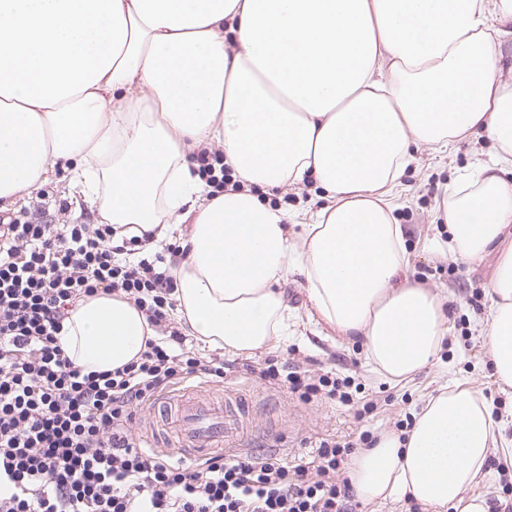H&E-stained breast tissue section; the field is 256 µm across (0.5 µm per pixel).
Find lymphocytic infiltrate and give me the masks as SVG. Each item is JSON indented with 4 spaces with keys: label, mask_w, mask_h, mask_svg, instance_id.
Returning <instances> with one entry per match:
<instances>
[{
    "label": "lymphocytic infiltrate",
    "mask_w": 512,
    "mask_h": 512,
    "mask_svg": "<svg viewBox=\"0 0 512 512\" xmlns=\"http://www.w3.org/2000/svg\"><path fill=\"white\" fill-rule=\"evenodd\" d=\"M111 224L0 225V512H353L336 473L359 442L322 440L315 465L216 454L197 467L143 448L131 424L145 399L190 374L224 379L223 359L187 347L169 323L166 253ZM123 294L162 332L139 361L87 372L57 345L73 304ZM260 376L308 399L346 402L350 379L271 364Z\"/></svg>",
    "instance_id": "lymphocytic-infiltrate-1"
}]
</instances>
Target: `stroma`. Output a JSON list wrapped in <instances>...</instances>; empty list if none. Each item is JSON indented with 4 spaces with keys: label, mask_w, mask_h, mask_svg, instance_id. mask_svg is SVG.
Masks as SVG:
<instances>
[{
    "label": "stroma",
    "mask_w": 512,
    "mask_h": 512,
    "mask_svg": "<svg viewBox=\"0 0 512 512\" xmlns=\"http://www.w3.org/2000/svg\"><path fill=\"white\" fill-rule=\"evenodd\" d=\"M495 150L485 137L462 141L445 153L421 145L415 160L401 176V206L396 212L407 236L404 247L408 256L409 279L426 288L448 291V344L441 361L398 384L374 373L367 365L359 340H343L312 316V306L301 275L289 276L282 286L288 302L290 337L286 346L274 352L246 358L225 354L229 370L223 381L189 375L185 384L200 386L230 396L245 397L258 421L247 433L249 454L276 458L288 464L311 462L321 440H358L362 432L379 435L395 429L420 410L428 395L437 393L448 382H463L474 388L501 417L512 415V388L504 390L487 363V346L481 327L489 316L488 290L494 281L503 251L512 240L503 239L490 246L482 261L465 263L448 255L438 256L434 242L450 241L452 235L439 216L447 185L469 176L478 163L490 162ZM262 202L306 214L324 203L323 192L315 182L283 191L257 188ZM5 216L21 222L47 224H96L100 221L98 205L85 201L71 181L67 165L48 167L38 188L17 197L4 211ZM303 370H331L350 377L355 387L354 402L344 405L317 397L308 401L298 394L261 380L259 371L267 361ZM375 404L372 413L358 415L360 404Z\"/></svg>",
    "instance_id": "stroma-1"
}]
</instances>
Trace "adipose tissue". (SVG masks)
Masks as SVG:
<instances>
[{"label":"adipose tissue","mask_w":512,"mask_h":512,"mask_svg":"<svg viewBox=\"0 0 512 512\" xmlns=\"http://www.w3.org/2000/svg\"><path fill=\"white\" fill-rule=\"evenodd\" d=\"M512 0H0V204L72 165L104 221L181 231L174 298L190 333L244 356L288 340L280 283L339 336L358 338L392 381L436 365L448 295L413 285L393 194L420 144L483 133L494 161L446 187L457 259L512 232V82L495 43ZM220 146L237 186L210 197L189 155ZM326 193L291 248L288 211L253 186L307 180ZM482 329L512 388V249ZM156 331L132 301L99 293L72 308L60 347L88 371L138 360ZM505 420L473 388L444 385L410 428L356 450L349 484L367 503L406 499L490 512L491 452L512 460Z\"/></svg>","instance_id":"adipose-tissue-1"}]
</instances>
